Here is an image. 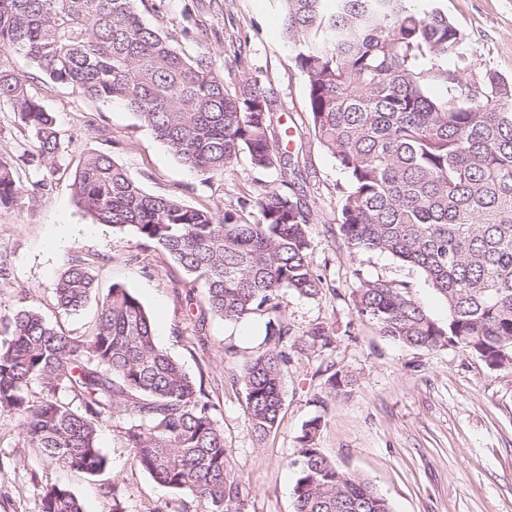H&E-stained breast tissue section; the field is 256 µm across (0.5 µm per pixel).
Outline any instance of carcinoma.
<instances>
[{
    "mask_svg": "<svg viewBox=\"0 0 512 512\" xmlns=\"http://www.w3.org/2000/svg\"><path fill=\"white\" fill-rule=\"evenodd\" d=\"M283 35L306 80L309 124L347 175L337 221L348 248L382 252L418 269L448 308L434 321L408 288L359 278L354 307L381 335L431 351L459 346L491 369L512 366V81L475 71L466 34L419 0H279ZM0 50L41 75L136 114L184 165L208 180L238 156L274 170L280 186L237 213L199 209L145 192L123 166L92 153L72 191L98 224L128 227L201 281L204 309L242 322L280 309L286 290L313 299V212L291 191L299 173L273 135L272 102L255 77L228 88L204 59H190L143 20L138 0H0ZM445 92L436 95L432 88ZM0 102L16 108L30 148L52 162L61 148L52 113L26 80L0 71ZM26 190L0 156V208ZM253 210H248V207ZM95 291L79 262L55 288L75 314ZM288 328L269 319L263 350L243 368L245 412L263 441L283 407L280 349ZM21 447L89 477L108 461L99 429L118 423L143 471L208 512H243L224 429L183 366L155 342L140 300L114 285L87 336L60 332L41 313L0 315V414ZM321 418L303 429L295 458V512H391L371 481L314 446ZM123 512L122 491L104 485ZM40 512H83L63 484L39 486Z\"/></svg>",
    "mask_w": 512,
    "mask_h": 512,
    "instance_id": "carcinoma-1",
    "label": "carcinoma"
}]
</instances>
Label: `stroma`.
<instances>
[{
    "label": "stroma",
    "instance_id": "stroma-1",
    "mask_svg": "<svg viewBox=\"0 0 512 512\" xmlns=\"http://www.w3.org/2000/svg\"><path fill=\"white\" fill-rule=\"evenodd\" d=\"M467 36L481 68L512 81V0H442ZM142 18L191 58L206 59L225 83L259 78L272 102L274 126L290 129L298 185L313 210L310 261L324 280L318 297L284 291L280 315L290 332L284 345L283 409L276 428L256 442L245 415L240 367L265 335L267 319L198 322L200 283L128 228L99 224L77 203L73 173L89 154L105 152L154 195L201 209L234 212L242 200L278 186L276 172L240 155L224 174L202 180L118 102L103 103L39 75L34 64L0 51V70L29 76V94L53 112L62 131L54 163L28 154L29 135L9 104H0V155L14 160L21 185L42 182L30 199L0 208V312L29 308L72 336L90 332L112 285L132 291L146 309L159 347L178 360L216 406L231 464L242 479L245 512H294L296 470L290 461L303 428L320 418L316 445L340 469L368 478L393 512H512V367L490 369L458 347L431 352L381 336L354 308L359 278L409 288L438 323L444 300L415 268L380 252L350 253L336 222L346 176L316 140L306 112V84L281 32L277 0H139ZM79 261L94 275L96 299L79 314L56 307L60 274ZM328 346L313 345L315 325ZM350 372V392L331 389L335 371ZM16 421L0 415V512H38V482H63L84 512H101L103 485L124 491V512H205L174 494L136 463L122 433L102 427L104 475L55 469L33 451H17Z\"/></svg>",
    "mask_w": 512,
    "mask_h": 512
}]
</instances>
